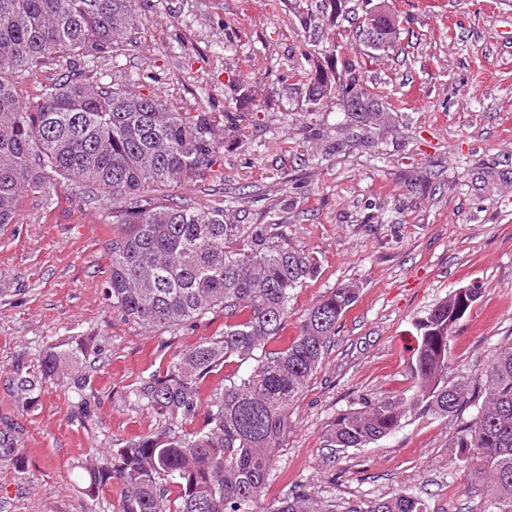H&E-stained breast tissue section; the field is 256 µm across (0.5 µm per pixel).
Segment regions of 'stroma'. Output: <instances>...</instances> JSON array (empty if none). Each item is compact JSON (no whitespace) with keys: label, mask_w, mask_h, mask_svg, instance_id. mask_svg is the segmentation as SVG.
I'll return each instance as SVG.
<instances>
[{"label":"stroma","mask_w":512,"mask_h":512,"mask_svg":"<svg viewBox=\"0 0 512 512\" xmlns=\"http://www.w3.org/2000/svg\"><path fill=\"white\" fill-rule=\"evenodd\" d=\"M137 0L142 24L113 64L73 57L87 83L120 82L178 112L221 121L210 170L172 185L171 202L220 206L230 223L285 236L317 258L293 291L282 339L340 284L354 305L308 387L271 463L254 512L304 489L350 504L403 491L430 512H483L485 489L450 461L452 423L409 412L389 436L332 452L331 423L359 400L407 397L414 324L454 290H482L452 332L449 377L479 376L512 343V0ZM394 15L393 48L356 32L366 9ZM359 66L391 110L388 128H343L340 95L309 113L302 70ZM67 69V70H70ZM49 64L26 99L64 77ZM112 203L87 205L78 184L52 199L26 194L0 226V512H118L110 484L88 494L101 452L165 428L132 390L190 345L222 336V311L146 329L108 299ZM83 340L88 357L27 402L13 379L52 347Z\"/></svg>","instance_id":"1"}]
</instances>
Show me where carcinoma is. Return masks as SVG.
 Wrapping results in <instances>:
<instances>
[{"mask_svg":"<svg viewBox=\"0 0 512 512\" xmlns=\"http://www.w3.org/2000/svg\"><path fill=\"white\" fill-rule=\"evenodd\" d=\"M139 23L135 0H0V225L14 223L26 193L49 199L58 184L76 182L84 203H96L101 193L112 201L106 289L124 318L145 328L172 327L224 312L223 336L193 344L165 373L133 390L136 401L160 417L194 419L204 381L232 359L262 350L249 375L224 377L198 427L137 435L88 470L91 492L110 481L119 485V512H163L172 493L174 512H250L288 434L290 409L317 372L358 287L335 288L308 309L297 336L265 350L280 338L291 291L317 273L316 258L262 228L227 223L222 208L171 205L159 195L211 168L216 116L173 112L158 95L89 85L75 74L45 87L35 106L24 102L20 86L36 68L71 53L110 61ZM397 26L394 16L377 9L365 13L358 29L368 46L384 49L394 43ZM303 79L313 112L336 82L349 124L387 119L353 63L336 77L319 67ZM478 299L479 289L459 288L418 320L411 400L360 401L332 422L326 447L375 443L395 432L411 407L447 419L473 406L474 420L450 437L451 458L466 463L485 486V512H512V344L491 355L479 378L448 379L452 330ZM87 352L83 342L49 349L31 375L13 382L16 397L28 400L36 386ZM273 512L336 509L300 490ZM346 512H428V505L397 492Z\"/></svg>","mask_w":512,"mask_h":512,"instance_id":"1","label":"carcinoma"}]
</instances>
